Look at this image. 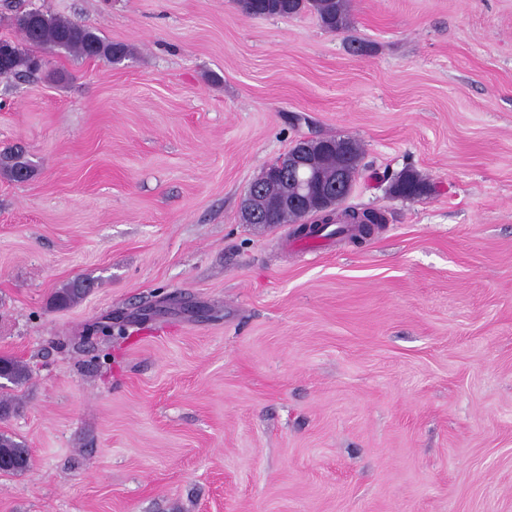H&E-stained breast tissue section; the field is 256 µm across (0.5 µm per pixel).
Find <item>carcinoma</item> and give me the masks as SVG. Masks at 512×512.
I'll return each mask as SVG.
<instances>
[{"mask_svg": "<svg viewBox=\"0 0 512 512\" xmlns=\"http://www.w3.org/2000/svg\"><path fill=\"white\" fill-rule=\"evenodd\" d=\"M245 14L253 17L296 16L304 11L314 13L322 27L330 31H345L350 28V0H249L245 3ZM31 12L25 11L15 17V25L22 31L23 42L14 45V52L5 63L0 62V72L7 75L22 71L33 72L42 65V59L32 53L30 48L43 47L63 49L82 58H104L112 61L114 57L126 58L128 49L119 43H107L92 30L70 20L37 12L34 26L27 24ZM334 144L321 159V169L330 172L344 164L353 178L360 175L361 147L356 140H351V152L344 155L337 138L330 137ZM12 180L23 182L30 177V165L21 160V154L7 156V161L0 164ZM434 192V186L426 182L418 172L405 169L389 185V193L408 200L426 197ZM94 287V281L88 278H76L57 289L51 302L59 308L78 304ZM30 371L25 363L11 356H0V379L18 387L29 380ZM0 457L15 464L14 472H25L30 465L29 448L14 436L0 433Z\"/></svg>", "mask_w": 512, "mask_h": 512, "instance_id": "cac0c4a2", "label": "carcinoma"}]
</instances>
